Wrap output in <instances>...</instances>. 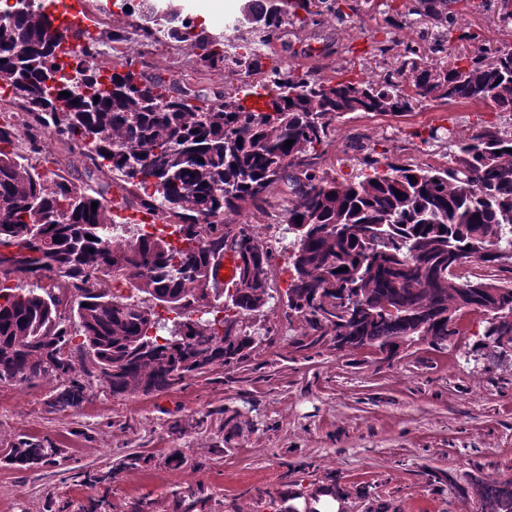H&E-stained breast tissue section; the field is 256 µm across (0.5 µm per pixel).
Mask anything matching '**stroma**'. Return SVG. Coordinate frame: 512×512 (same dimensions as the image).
I'll list each match as a JSON object with an SVG mask.
<instances>
[{"instance_id":"1","label":"stroma","mask_w":512,"mask_h":512,"mask_svg":"<svg viewBox=\"0 0 512 512\" xmlns=\"http://www.w3.org/2000/svg\"><path fill=\"white\" fill-rule=\"evenodd\" d=\"M94 32L119 31L136 40L122 0H85ZM245 0H173L209 31L234 21ZM403 0H355L346 21L290 28L276 42L275 64L321 78L378 77L406 46L426 44L436 33L429 20L396 12ZM503 0H452L455 27L512 47ZM385 42L388 54L376 52ZM124 42L104 44L110 64L123 61ZM151 72L198 87L222 85L196 70L186 46L165 42L146 57ZM491 121L512 132V112L469 101L441 106L413 103L400 116L354 113L335 122L326 159L337 178L355 173L363 145L400 163L446 165L455 140ZM437 130L433 145L422 134ZM248 220L274 249L272 297L263 315L249 319L266 338L239 365H215L182 384L149 395L113 396L90 379L84 401L59 411L49 400L59 382L0 383V512H130L139 499L154 512H170L177 495L206 498L207 512H315L317 492L342 490L339 512H480L476 498H460L456 485L471 474L512 479V357L473 352L484 329L479 313L464 314L447 350L423 343L400 346L394 358L374 351H339L325 344L297 349L305 331L281 301L288 284V233L274 209L249 210ZM236 416L240 431L224 442V421ZM21 439L50 442L54 463L21 469L6 450ZM223 452H215L216 444ZM182 466L167 465L172 451ZM144 458L125 465L128 455ZM110 480L87 486L89 476Z\"/></svg>"}]
</instances>
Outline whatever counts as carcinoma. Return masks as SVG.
<instances>
[{
    "mask_svg": "<svg viewBox=\"0 0 512 512\" xmlns=\"http://www.w3.org/2000/svg\"><path fill=\"white\" fill-rule=\"evenodd\" d=\"M309 2L248 0L243 17L214 34L175 28L178 10L140 0L142 40L186 44L200 66L238 82L229 91L193 89L137 59L89 71L84 58L99 40L68 44L45 0H17L14 13L0 14V382L53 372L51 405L64 411L83 401V378L94 373L114 396L148 395L244 362L263 342L244 320L272 298L273 251L249 224L224 223V213L262 209L278 187L291 235L288 318L307 327L298 349L328 337L338 351L392 354L418 342L445 350L457 321L478 312L485 329L475 351L512 354V276L456 273L471 261L499 270L512 257V133L476 124L450 167L384 161L362 146L351 177L324 168L344 115H398L415 100L482 93L512 112V50L461 29L456 41L472 50L438 67L454 31L440 9L447 0H405L404 14L445 33L407 47L376 80L267 66L265 48L287 27L347 17L339 0H318L315 12ZM251 97L262 106L247 107ZM17 112L27 116L23 136ZM47 153L52 171L38 163ZM113 194L121 208L159 216L161 227L143 223L114 242ZM226 251L237 280L217 288L210 270ZM130 280L136 293L120 292ZM163 311L175 314L167 336ZM56 454L37 440L9 451L29 468ZM459 491L481 512H512L511 479L472 477Z\"/></svg>",
    "mask_w": 512,
    "mask_h": 512,
    "instance_id": "cac0c4a2",
    "label": "carcinoma"
}]
</instances>
